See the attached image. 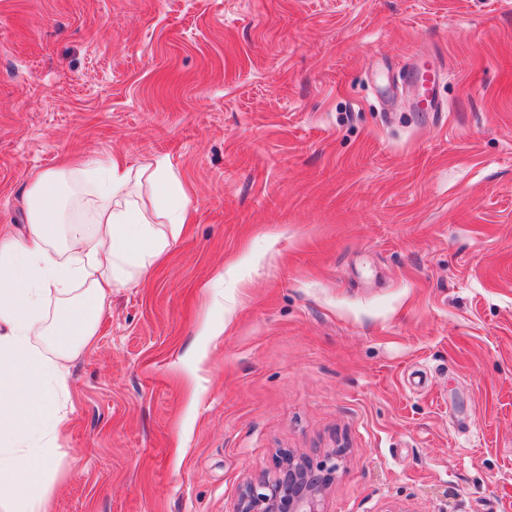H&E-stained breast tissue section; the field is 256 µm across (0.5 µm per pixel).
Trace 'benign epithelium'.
Wrapping results in <instances>:
<instances>
[{"label":"benign epithelium","instance_id":"benign-epithelium-1","mask_svg":"<svg viewBox=\"0 0 512 512\" xmlns=\"http://www.w3.org/2000/svg\"><path fill=\"white\" fill-rule=\"evenodd\" d=\"M339 458L336 450L316 464L291 452L283 454L272 474L247 483L236 512H324Z\"/></svg>","mask_w":512,"mask_h":512}]
</instances>
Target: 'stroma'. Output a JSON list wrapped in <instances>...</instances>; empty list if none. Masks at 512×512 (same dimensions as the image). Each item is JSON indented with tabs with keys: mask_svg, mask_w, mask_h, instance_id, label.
<instances>
[{
	"mask_svg": "<svg viewBox=\"0 0 512 512\" xmlns=\"http://www.w3.org/2000/svg\"><path fill=\"white\" fill-rule=\"evenodd\" d=\"M99 154L191 204L70 365L51 512L336 448L325 512H512V0H0V231Z\"/></svg>",
	"mask_w": 512,
	"mask_h": 512,
	"instance_id": "stroma-1",
	"label": "stroma"
}]
</instances>
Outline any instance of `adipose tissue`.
<instances>
[{"label": "adipose tissue", "instance_id": "1", "mask_svg": "<svg viewBox=\"0 0 512 512\" xmlns=\"http://www.w3.org/2000/svg\"><path fill=\"white\" fill-rule=\"evenodd\" d=\"M189 205L163 159L136 169L99 155L30 180L25 224L0 233V512H48L70 364L113 290L141 287L172 249Z\"/></svg>", "mask_w": 512, "mask_h": 512}]
</instances>
